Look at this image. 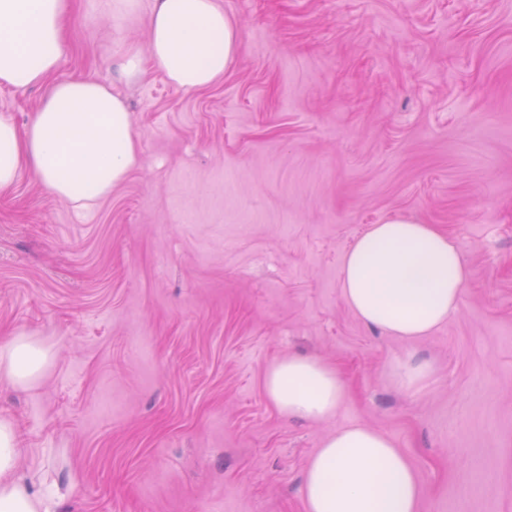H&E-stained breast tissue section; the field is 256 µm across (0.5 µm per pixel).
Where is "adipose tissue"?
Wrapping results in <instances>:
<instances>
[{
	"instance_id": "obj_1",
	"label": "adipose tissue",
	"mask_w": 512,
	"mask_h": 512,
	"mask_svg": "<svg viewBox=\"0 0 512 512\" xmlns=\"http://www.w3.org/2000/svg\"><path fill=\"white\" fill-rule=\"evenodd\" d=\"M67 0H0V88L44 80L65 47ZM147 56L129 50L121 76L143 61L172 85H212L232 63L238 28L218 0H152ZM138 163L130 109L111 84L73 78L56 83L31 122L0 119V192L31 169L54 195L84 208L107 197ZM342 292L368 326L414 340L457 309L468 271L457 245L433 225L393 218L373 225L343 260ZM48 353L26 333L0 347V379L18 387L40 377ZM265 391L283 412L321 420L335 415L344 387L335 369L289 357L266 372ZM13 424L0 419V512H48L43 492L17 474ZM307 512H418L421 488L407 457L380 432L349 425L313 455L304 483Z\"/></svg>"
}]
</instances>
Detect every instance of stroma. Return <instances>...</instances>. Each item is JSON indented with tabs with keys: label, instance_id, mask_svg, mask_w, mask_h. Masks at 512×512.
Instances as JSON below:
<instances>
[{
	"label": "stroma",
	"instance_id": "stroma-1",
	"mask_svg": "<svg viewBox=\"0 0 512 512\" xmlns=\"http://www.w3.org/2000/svg\"><path fill=\"white\" fill-rule=\"evenodd\" d=\"M237 54L183 92L153 67L145 12L70 0L38 85L0 88L25 126L55 83H111L139 162L89 209L29 171L0 193V346L36 336L39 380L0 381L18 472L51 512H306L312 455L337 429L388 436L419 512H512V0H220ZM393 217L459 247L457 310L407 341L342 295L345 253ZM335 368L336 415L283 414L276 362ZM424 379L405 389L394 368Z\"/></svg>",
	"mask_w": 512,
	"mask_h": 512
}]
</instances>
